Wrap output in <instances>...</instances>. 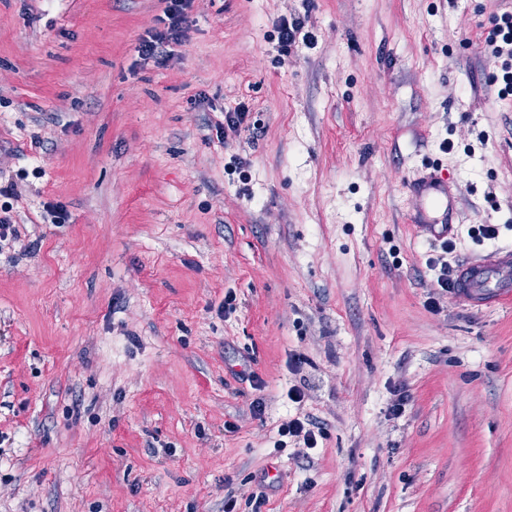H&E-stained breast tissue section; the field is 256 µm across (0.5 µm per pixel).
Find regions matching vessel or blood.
Here are the masks:
<instances>
[{"instance_id": "b4317fda", "label": "vessel or blood", "mask_w": 512, "mask_h": 512, "mask_svg": "<svg viewBox=\"0 0 512 512\" xmlns=\"http://www.w3.org/2000/svg\"><path fill=\"white\" fill-rule=\"evenodd\" d=\"M409 197L422 216V228L434 239L447 240L458 222L459 197L446 177L431 174L414 180ZM454 291L471 308L491 307L512 301V248L463 260L455 269Z\"/></svg>"}]
</instances>
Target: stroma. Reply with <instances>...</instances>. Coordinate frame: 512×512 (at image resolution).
<instances>
[{
  "label": "stroma",
  "mask_w": 512,
  "mask_h": 512,
  "mask_svg": "<svg viewBox=\"0 0 512 512\" xmlns=\"http://www.w3.org/2000/svg\"><path fill=\"white\" fill-rule=\"evenodd\" d=\"M162 11L0 0V512H512V304L430 264L512 246V0H192L159 65ZM484 50L496 58H503L501 65V81L498 96L507 99L512 96V13L503 12L496 18V23L487 32L484 39ZM409 197L413 209L424 219L419 222L422 229L435 240H448L454 224H459V197L443 175L430 174L411 183ZM432 216V220L427 217ZM449 242H443L447 248Z\"/></svg>",
  "instance_id": "1"
}]
</instances>
